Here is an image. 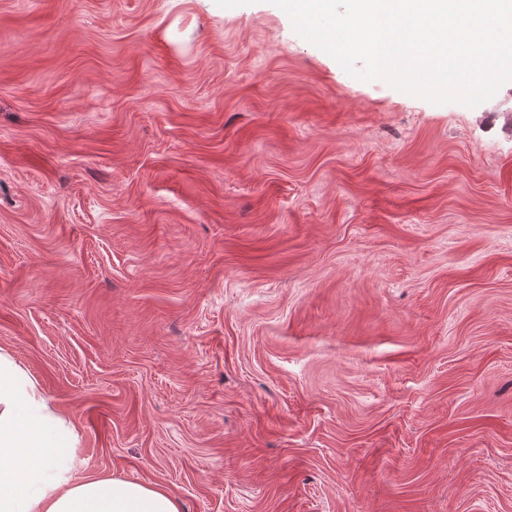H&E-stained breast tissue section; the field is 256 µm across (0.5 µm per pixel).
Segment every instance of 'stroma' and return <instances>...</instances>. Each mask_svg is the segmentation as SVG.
I'll list each match as a JSON object with an SVG mask.
<instances>
[{"mask_svg": "<svg viewBox=\"0 0 512 512\" xmlns=\"http://www.w3.org/2000/svg\"><path fill=\"white\" fill-rule=\"evenodd\" d=\"M0 347L181 512H512V81L357 79L271 0H0Z\"/></svg>", "mask_w": 512, "mask_h": 512, "instance_id": "1", "label": "stroma"}]
</instances>
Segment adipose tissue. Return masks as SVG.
I'll return each mask as SVG.
<instances>
[{
  "label": "adipose tissue",
  "instance_id": "adipose-tissue-1",
  "mask_svg": "<svg viewBox=\"0 0 512 512\" xmlns=\"http://www.w3.org/2000/svg\"><path fill=\"white\" fill-rule=\"evenodd\" d=\"M81 434L0 348V512H180L160 487L80 471Z\"/></svg>",
  "mask_w": 512,
  "mask_h": 512
}]
</instances>
